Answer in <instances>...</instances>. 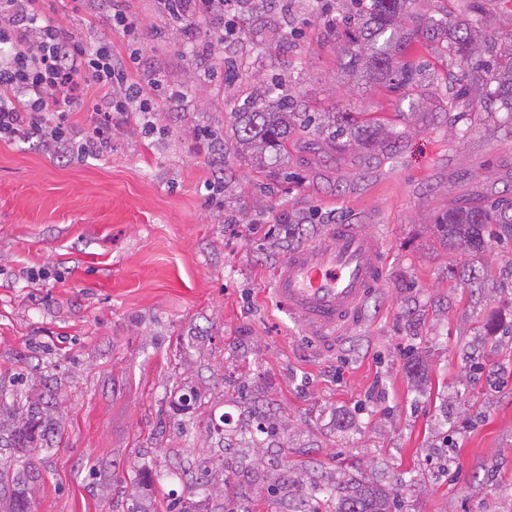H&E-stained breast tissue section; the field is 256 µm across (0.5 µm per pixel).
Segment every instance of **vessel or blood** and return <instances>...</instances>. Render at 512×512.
<instances>
[{
    "label": "vessel or blood",
    "instance_id": "1",
    "mask_svg": "<svg viewBox=\"0 0 512 512\" xmlns=\"http://www.w3.org/2000/svg\"><path fill=\"white\" fill-rule=\"evenodd\" d=\"M384 272L382 243L366 225H329L322 239L291 250L278 265L272 296L316 352L333 353L362 323Z\"/></svg>",
    "mask_w": 512,
    "mask_h": 512
}]
</instances>
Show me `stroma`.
<instances>
[{"instance_id":"1","label":"stroma","mask_w":512,"mask_h":512,"mask_svg":"<svg viewBox=\"0 0 512 512\" xmlns=\"http://www.w3.org/2000/svg\"><path fill=\"white\" fill-rule=\"evenodd\" d=\"M480 4L486 32L512 33V0ZM316 0H292L297 39L267 13L240 18L235 40L174 30L156 0H131L132 29L113 40L155 70L151 93H184L157 115L132 114L112 149L70 160L37 139L0 141V392L29 393L45 454L32 512H129L153 487L182 492L208 472L193 512H295L284 485L364 473L396 492L400 512H512V240L476 254L443 241L449 206L502 198L512 185V121L448 110L450 58L415 45L411 95L346 73ZM48 16L88 42L110 32L112 0H45ZM238 68L224 83V60ZM282 78L308 111H368L400 137L372 162L308 135L257 170L233 149L235 108ZM215 139L200 146L201 129ZM227 176L223 205L207 180ZM303 224H295V216ZM370 225L386 249L363 323L317 354L279 310L271 278L288 252L328 225ZM474 269L471 290L453 272ZM198 396L180 406L174 383ZM227 418L223 434L207 431ZM276 426L260 447L241 436Z\"/></svg>"}]
</instances>
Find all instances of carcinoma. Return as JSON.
Instances as JSON below:
<instances>
[{
	"mask_svg": "<svg viewBox=\"0 0 512 512\" xmlns=\"http://www.w3.org/2000/svg\"><path fill=\"white\" fill-rule=\"evenodd\" d=\"M341 22L330 15L329 3L322 4L325 25L340 36L341 60L348 69L367 81L394 92L416 83L418 69L409 59L414 44H441L443 54L463 66L464 75L455 98L470 97L485 112H504L512 121V34L501 39L482 36L483 15L472 12L461 19H450L444 12L435 17L412 10L413 0H342ZM234 150L259 169L273 167L288 154V138L312 133L334 148L355 147L366 155L392 141L393 132L384 124L362 113L354 118L348 112H323L316 117L300 108L285 94L282 83L272 79L266 85L261 103L245 101L233 112ZM498 228L499 239H512V200L498 199L484 206H456L439 218L445 240L475 252L484 247L487 226ZM32 459L18 462L0 457V507L5 512H29L27 478ZM12 488L9 500L5 489ZM329 512H395L391 493L365 478L348 479L346 491L332 483L323 484Z\"/></svg>",
	"mask_w": 512,
	"mask_h": 512,
	"instance_id": "1",
	"label": "carcinoma"
}]
</instances>
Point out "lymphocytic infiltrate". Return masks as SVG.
I'll list each match as a JSON object with an SVG mask.
<instances>
[{"mask_svg": "<svg viewBox=\"0 0 512 512\" xmlns=\"http://www.w3.org/2000/svg\"><path fill=\"white\" fill-rule=\"evenodd\" d=\"M40 0H0V139H41L62 157L99 156L112 148L114 115L140 113L150 120L149 97L156 74L132 77L109 37L95 45L69 35L46 17ZM161 13L185 28L214 23L226 35L237 32L224 12V0H157ZM96 92L93 127L75 132L67 122L71 108Z\"/></svg>", "mask_w": 512, "mask_h": 512, "instance_id": "f902f5d3", "label": "lymphocytic infiltrate"}]
</instances>
